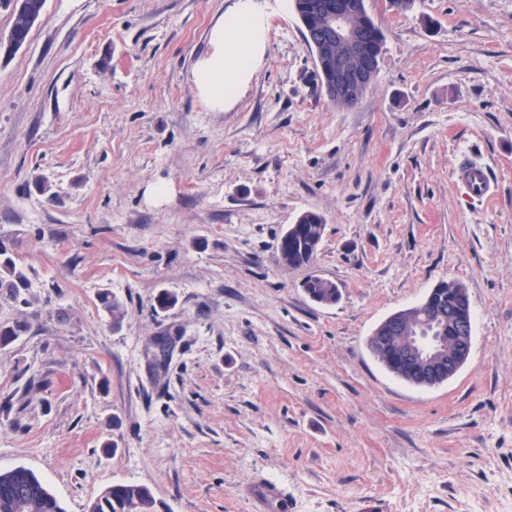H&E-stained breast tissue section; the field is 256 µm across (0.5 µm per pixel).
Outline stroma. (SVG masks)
I'll list each match as a JSON object with an SVG mask.
<instances>
[{"instance_id": "35a3bbf8", "label": "stroma", "mask_w": 512, "mask_h": 512, "mask_svg": "<svg viewBox=\"0 0 512 512\" xmlns=\"http://www.w3.org/2000/svg\"><path fill=\"white\" fill-rule=\"evenodd\" d=\"M259 2L260 61L220 111L194 69L237 0H46L13 52L0 5V246L29 279L0 300L28 326L0 348V470L66 512L117 483L166 512H256L268 487L292 512H512V0H367L384 49L350 108L291 0ZM473 154L494 200L451 176ZM308 211L320 245L284 267ZM443 281L471 353L419 388L367 341ZM297 225V228L292 230V226ZM324 219L317 213L305 212L296 221L295 224H290L285 233L288 231V238L291 237V242H285L282 252L286 254L284 260L278 261L289 268L301 267L310 264L314 257L313 248L318 245L313 244V248L307 244L306 235L303 233L304 229L307 234L313 235L322 239L324 231ZM302 288L312 301L324 306L335 305L341 298L338 284L322 276H308L302 283Z\"/></svg>"}]
</instances>
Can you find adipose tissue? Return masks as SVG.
<instances>
[{
    "label": "adipose tissue",
    "instance_id": "adipose-tissue-1",
    "mask_svg": "<svg viewBox=\"0 0 512 512\" xmlns=\"http://www.w3.org/2000/svg\"><path fill=\"white\" fill-rule=\"evenodd\" d=\"M265 25L258 0H239L235 11L214 29L211 50L194 71V83L212 109L223 110L237 97L258 60Z\"/></svg>",
    "mask_w": 512,
    "mask_h": 512
}]
</instances>
